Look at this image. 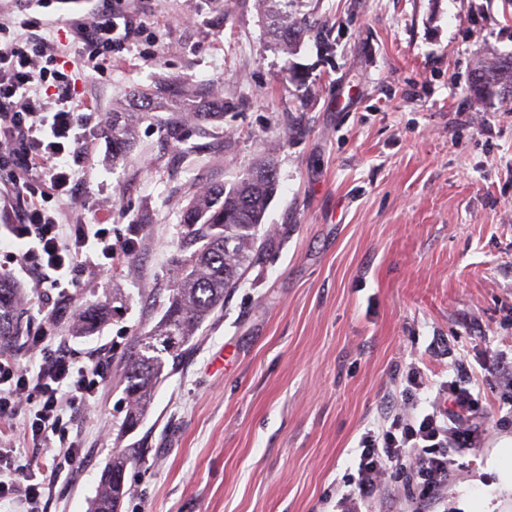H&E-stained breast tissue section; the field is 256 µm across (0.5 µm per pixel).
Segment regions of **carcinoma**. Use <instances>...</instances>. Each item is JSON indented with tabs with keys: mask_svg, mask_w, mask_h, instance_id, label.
Listing matches in <instances>:
<instances>
[{
	"mask_svg": "<svg viewBox=\"0 0 512 512\" xmlns=\"http://www.w3.org/2000/svg\"><path fill=\"white\" fill-rule=\"evenodd\" d=\"M269 34L284 48L305 38L324 40L326 32L316 20L289 13L292 3L302 0H268ZM470 92L476 99L498 92L512 101V56L485 59L474 68ZM129 131L112 122V158L127 153ZM276 173L268 164L226 190L214 187L191 200L182 213L180 272L177 287L160 322L138 341V348L124 369L131 405L123 426L138 424L160 382L167 359L177 360L203 322L224 304V293L244 279L258 263L263 247L256 236L267 205L276 190ZM18 289L0 276V342H13L20 333ZM106 314L103 305L90 304L79 311L83 331L92 329ZM129 458L117 453L102 471L100 490L89 512H120L126 495L124 472Z\"/></svg>",
	"mask_w": 512,
	"mask_h": 512,
	"instance_id": "obj_1",
	"label": "carcinoma"
}]
</instances>
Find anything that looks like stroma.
I'll return each instance as SVG.
<instances>
[{
    "label": "stroma",
    "instance_id": "1",
    "mask_svg": "<svg viewBox=\"0 0 512 512\" xmlns=\"http://www.w3.org/2000/svg\"><path fill=\"white\" fill-rule=\"evenodd\" d=\"M313 2L328 45L280 50L263 0H139L143 33L79 81L103 117L123 113L133 146L116 161L111 134L95 137L64 213L134 248L110 274H77L71 309L109 307L97 328L55 329L80 362L103 348L112 362L77 419L88 463L46 512H88L119 450L121 512H332L413 365L480 387L487 435L439 512L487 493L512 512L495 468L512 406L487 372L512 357V112L469 93L477 61L512 55V0ZM260 160L277 177L261 264L123 431V366L173 293L183 208Z\"/></svg>",
    "mask_w": 512,
    "mask_h": 512
}]
</instances>
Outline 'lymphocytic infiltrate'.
Listing matches in <instances>:
<instances>
[{"mask_svg":"<svg viewBox=\"0 0 512 512\" xmlns=\"http://www.w3.org/2000/svg\"><path fill=\"white\" fill-rule=\"evenodd\" d=\"M15 11L0 22V207L18 249L12 259L39 287L42 317L30 348L38 364L23 370L0 354V500L21 502L24 512H45L58 483L85 463L79 440L69 439L77 415L108 379L111 357L78 364L69 346L50 347L53 328L65 315L54 292L75 285L74 275L91 266L111 269L117 247L101 224L63 222L59 202L77 200L80 168L102 126L83 102L74 71L91 78L106 74L115 48L134 41L143 25L127 0H97L95 19L68 18L75 44L69 68L58 69V45L43 35L42 9L84 0H13ZM470 378L441 382L428 409L387 412L377 429L361 438L355 472L337 493L335 512H370L381 477L405 474L410 487L406 512H434L452 483L456 458L483 436ZM26 417L24 440L45 458L40 471L19 464L11 425Z\"/></svg>","mask_w":512,"mask_h":512,"instance_id":"f902f5d3","label":"lymphocytic infiltrate"}]
</instances>
